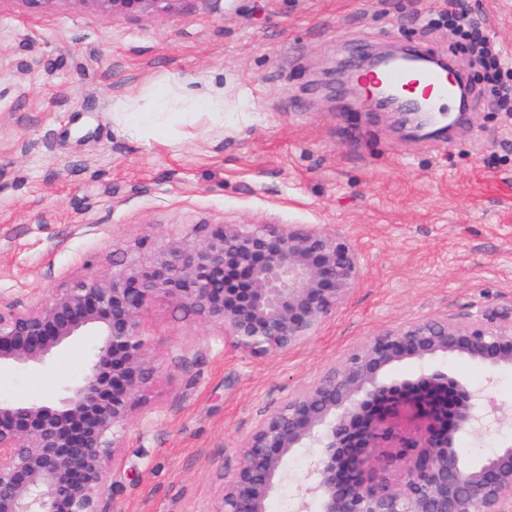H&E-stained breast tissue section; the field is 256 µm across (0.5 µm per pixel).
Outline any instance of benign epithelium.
<instances>
[{
    "label": "benign epithelium",
    "instance_id": "7a95c632",
    "mask_svg": "<svg viewBox=\"0 0 512 512\" xmlns=\"http://www.w3.org/2000/svg\"><path fill=\"white\" fill-rule=\"evenodd\" d=\"M114 14L174 12L181 0H74ZM378 106L414 136L442 133L434 115L384 91ZM362 274L358 249L323 227L219 224L194 245L170 241L149 261L57 289L39 306L0 309V367L47 365L82 336L97 337L83 374L51 405L0 400V512H102L104 478L116 461L119 429L155 376L140 318L158 298L224 330L251 357L289 352L325 328ZM462 358L489 371L486 385L448 379L435 363ZM413 381L389 378L398 364ZM512 368V304L466 318L407 320L366 337L311 384L255 424L219 512H267L288 480V457L309 462L292 494L309 512H512V445L480 465L458 454L464 436L497 429L502 407L489 384ZM419 426L398 438L393 420ZM394 443L397 483L380 475L377 449Z\"/></svg>",
    "mask_w": 512,
    "mask_h": 512
}]
</instances>
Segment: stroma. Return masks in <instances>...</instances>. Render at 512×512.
Returning <instances> with one entry per match:
<instances>
[{"mask_svg": "<svg viewBox=\"0 0 512 512\" xmlns=\"http://www.w3.org/2000/svg\"><path fill=\"white\" fill-rule=\"evenodd\" d=\"M512 57V0H467ZM429 0H181L112 15L63 0H0V306H28L113 264L149 261L214 224H320L364 272L307 344L255 358L156 299L141 317L157 374L108 469L103 512H218L225 473L265 413L367 336L409 319L512 303V117ZM451 56L476 98L447 134L411 137L352 99L373 49ZM218 91L196 113L129 137L128 91ZM91 336L50 366L9 368L0 399L50 402L86 367ZM191 104L200 114H223L224 97H216L208 92H196L191 95Z\"/></svg>", "mask_w": 512, "mask_h": 512, "instance_id": "stroma-1", "label": "stroma"}]
</instances>
